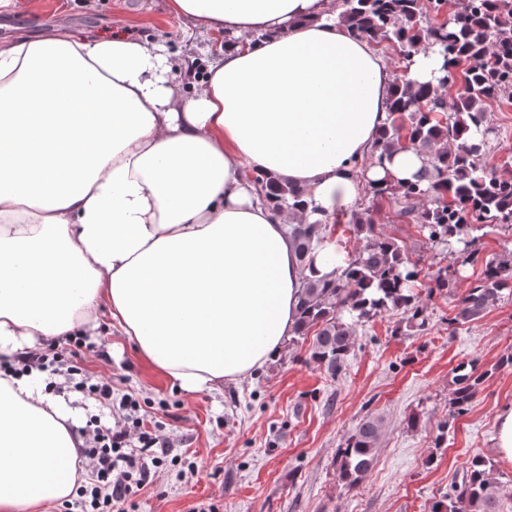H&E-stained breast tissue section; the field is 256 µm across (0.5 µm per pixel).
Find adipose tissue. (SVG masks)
I'll list each match as a JSON object with an SVG mask.
<instances>
[{
    "label": "adipose tissue",
    "mask_w": 512,
    "mask_h": 512,
    "mask_svg": "<svg viewBox=\"0 0 512 512\" xmlns=\"http://www.w3.org/2000/svg\"><path fill=\"white\" fill-rule=\"evenodd\" d=\"M230 38L198 89L167 48L123 32L0 45V356L87 334L107 314L188 392L250 375L297 321L304 278L347 257L325 240L300 265L288 223L247 179L305 190L315 218L369 183L413 180V146L358 169L392 73L338 25L332 0H169ZM47 373L0 377V512L67 499L83 440Z\"/></svg>",
    "instance_id": "adipose-tissue-1"
}]
</instances>
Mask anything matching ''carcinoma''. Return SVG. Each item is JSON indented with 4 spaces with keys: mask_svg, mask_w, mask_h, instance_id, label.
I'll list each match as a JSON object with an SVG mask.
<instances>
[{
    "mask_svg": "<svg viewBox=\"0 0 512 512\" xmlns=\"http://www.w3.org/2000/svg\"><path fill=\"white\" fill-rule=\"evenodd\" d=\"M448 0H336V23L397 59L393 93L375 143L377 160L408 143L419 148L423 165L413 182L381 185L371 191L376 203L398 207V217L420 225L428 241L475 261L471 232L512 226V179L496 176L485 157L492 132L487 106L512 100V0H457L444 22L437 17ZM433 51L445 58L436 83L418 87L407 80L411 59ZM461 87L447 101L448 87ZM259 198L276 212L298 217L290 225L297 260L304 265L328 237L327 224L311 219L314 210L303 189L265 173L249 172ZM343 214L331 224L342 221ZM347 224L362 245L347 265L328 279H305L299 297V319L289 343L314 332L309 359L334 378L346 364L358 325L388 311L405 315L407 326L422 331L427 317L413 284L420 260L411 259L391 237L378 231L373 210L354 212ZM512 295V259L490 260L481 281L457 299L453 321L480 319ZM484 375L475 363L457 366L448 398L450 419L468 411ZM384 433V419L368 414L339 448L336 472L348 489L371 471ZM501 483L494 464L470 460L460 481L432 512H500Z\"/></svg>",
    "mask_w": 512,
    "mask_h": 512,
    "instance_id": "obj_1",
    "label": "carcinoma"
}]
</instances>
